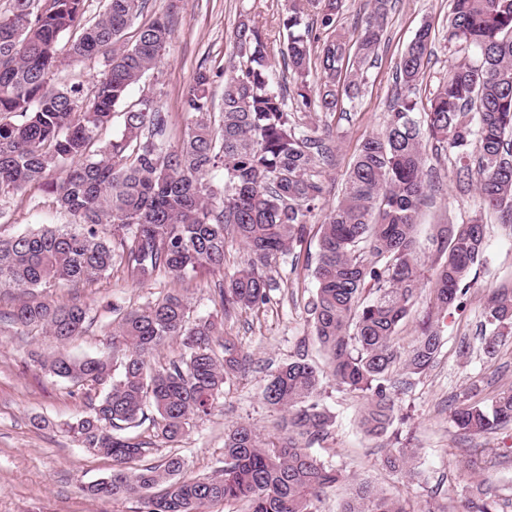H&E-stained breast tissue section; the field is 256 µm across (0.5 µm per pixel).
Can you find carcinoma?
I'll use <instances>...</instances> for the list:
<instances>
[{
  "label": "carcinoma",
  "instance_id": "cac0c4a2",
  "mask_svg": "<svg viewBox=\"0 0 512 512\" xmlns=\"http://www.w3.org/2000/svg\"><path fill=\"white\" fill-rule=\"evenodd\" d=\"M85 2L10 0L0 13V197L37 186L75 217L63 229L0 237V285L26 293L93 283L115 262L138 286L163 273L184 279L201 269L224 270L227 243L235 240L246 258L224 274V315L266 304L265 271L302 246L322 209V169L334 158L329 125L301 123L297 113L331 116L343 99L356 98L396 0H368L354 41L339 25L344 0H288L282 29L283 57L296 77L291 106L287 89L273 82L262 27L240 15L233 30L239 61L224 75L221 112H212L214 73L202 63L183 94L187 131L177 146L168 144L169 115L156 99L128 101L130 88L161 60L171 13L141 26L128 44L125 31L147 0H103L93 18ZM311 10L323 38L307 21ZM65 35L72 58L104 56L88 98L79 84L52 85ZM447 38L473 48L476 58L459 62L419 106L432 55L431 26L420 27L396 66L384 130L359 143L336 204L323 214L312 269V335L337 385L367 401L360 430L388 438L382 465L408 484L420 482L422 472L390 432L407 385L395 371L398 328L429 283L430 307L404 369L419 374L433 367L443 347L439 317L463 303L475 284L470 274L483 263L486 213L512 223V0H450ZM315 71L320 78L312 85ZM116 112L123 129L101 139ZM429 145L448 152L457 190L474 186L479 201L466 223L432 225L426 269L417 221L433 191L425 171ZM215 170L224 172L221 187L209 179ZM189 312L184 296L169 294L120 312L106 353L35 359L87 389L72 431L83 448L112 459V477L86 491L134 499L139 512H206L221 501L242 503L246 512H321L340 475L310 448L335 420L321 400L323 375L304 358L278 367L262 392L282 411L277 440L265 442L252 423L233 425L224 432V466L212 475H183L187 463L179 454L150 463L146 442L123 434L149 419L156 436L181 442L245 367L234 337L209 318L190 322ZM482 317L483 350L492 358L512 334V283L487 295ZM86 319L78 303L26 300L13 311L16 324L40 326L63 345L84 331ZM177 338L183 346L177 358L150 363ZM452 421L465 437L512 426V387L460 405ZM498 506L480 490L460 512H498ZM339 512L408 510L405 500L356 481Z\"/></svg>",
  "mask_w": 512,
  "mask_h": 512
}]
</instances>
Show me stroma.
Masks as SVG:
<instances>
[{"mask_svg": "<svg viewBox=\"0 0 512 512\" xmlns=\"http://www.w3.org/2000/svg\"><path fill=\"white\" fill-rule=\"evenodd\" d=\"M284 8L285 0H149L140 23L167 12L173 33L161 63L132 88L130 100L153 94L170 116L169 141L178 144L186 129L182 93L199 64L220 72L235 62L232 31L244 11L250 12L266 33L268 52L275 61L274 80L293 88L295 81L281 54ZM449 10V0H398L388 19V43L375 65L368 68L361 94L345 102L343 111L334 116L312 112V120H328L336 134L335 159L322 177L326 205L335 203L361 139L383 129L396 63L419 27L430 23L433 37L420 100H427L450 68L463 59V52L448 43ZM426 167L432 172L435 189L421 211L419 235L423 238L431 225L466 221L477 204L475 194L455 190L447 155L428 153ZM72 222V216L56 209L52 196L40 189L0 198L1 235ZM267 275L269 302L228 318L219 301L224 277L218 273L185 280L162 275L138 287L116 265L109 278L92 284L39 289L42 299L76 302L88 309L85 333L63 348L42 329L16 325L12 313L22 295L12 288H0V512H136V501L115 502L86 494L87 486L111 472L112 461L80 447L69 430L84 410L83 388L50 375L30 360L32 354L48 356L61 348L76 357L108 351L118 306L138 307L168 293H180L190 301L191 319L210 316L223 321L225 331L235 336L246 358L245 372L226 383L211 415L196 421L189 436L178 444L156 438L150 424L135 429V436L150 444L147 461L158 463L177 453L186 459L188 474L210 475L224 459L225 429L246 421L255 424L264 438L275 436L281 413L261 396L269 374L302 354L321 368L326 361L311 332L308 303L314 281L310 267L284 256L272 264ZM476 279L477 286L463 307L449 310L442 323L444 346L437 362L427 372L411 376L399 399L408 420L394 422L393 427L416 454L423 473L421 484L403 486L382 468L379 441L364 437L359 429L363 399L325 378L322 403L334 415L335 425L314 451L340 470L344 480L330 491L322 512H336L353 479L368 480L393 496L416 502L432 498L457 508L477 483L486 479L493 483L503 512H512V429L464 438L452 423L454 409L472 390L487 398L512 386V338L492 360L481 343L485 291L512 281V226L494 215L487 218L485 262L478 267ZM464 341L470 345L465 352L460 349Z\"/></svg>", "mask_w": 512, "mask_h": 512, "instance_id": "1", "label": "stroma"}]
</instances>
